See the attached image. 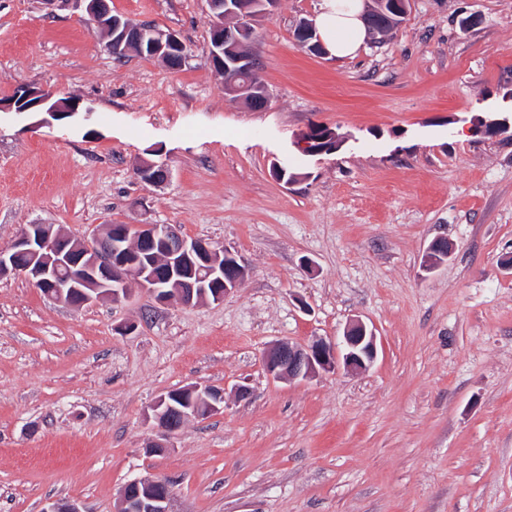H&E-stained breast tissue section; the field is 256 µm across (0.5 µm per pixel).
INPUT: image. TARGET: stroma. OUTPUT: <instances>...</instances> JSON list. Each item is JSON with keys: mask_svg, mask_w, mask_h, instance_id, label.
I'll return each mask as SVG.
<instances>
[{"mask_svg": "<svg viewBox=\"0 0 512 512\" xmlns=\"http://www.w3.org/2000/svg\"><path fill=\"white\" fill-rule=\"evenodd\" d=\"M321 3L279 0L257 25L270 101L250 111L207 62V0H111L181 37L177 71L114 60L79 12L0 0V98L30 83L92 110L49 126L0 112V248L25 224H176L249 269L187 307L135 286L74 309L0 279V512H113L145 475L172 481L175 512H512V128L476 132L512 125V0H411L342 60L293 39ZM314 125L339 146L302 155ZM153 149L160 186L135 174ZM439 237L451 254L430 270ZM354 318L377 336L368 370L268 378V346ZM190 384L223 389V411L146 456L151 405Z\"/></svg>", "mask_w": 512, "mask_h": 512, "instance_id": "obj_1", "label": "stroma"}]
</instances>
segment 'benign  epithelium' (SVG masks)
Here are the masks:
<instances>
[{"instance_id":"7a95c632","label":"benign epithelium","mask_w":512,"mask_h":512,"mask_svg":"<svg viewBox=\"0 0 512 512\" xmlns=\"http://www.w3.org/2000/svg\"><path fill=\"white\" fill-rule=\"evenodd\" d=\"M64 9L81 8L88 21L106 29L109 53L120 56L147 48L173 70L184 65L186 48L179 35L156 24H142L112 14L108 0H44ZM363 20L374 40L381 39L374 24L378 0H365ZM211 21L210 66L224 77V90L235 96L243 91L238 75L253 71L255 58L238 54L236 48L253 41L260 18L272 13L278 0H207ZM299 46L319 56L327 54L315 25L308 19L295 28ZM54 92L21 83L13 95L0 99V112L41 113V125L73 116L78 104L53 100ZM142 182L159 185L168 181L164 164L144 160L135 169ZM429 267L448 258L445 239L433 240L427 249ZM21 275L45 294L67 307L80 308L101 299L117 302L128 296L127 284L139 287L161 304L189 306L202 301L219 303L239 287L247 275L243 260L220 244L189 239L177 224H105L91 235L74 238L51 224H25L18 236L0 249V279ZM376 336L363 321H352L338 342L323 338L309 344L278 342L263 352L265 371L274 380L307 379L320 371H363L376 358ZM224 409V392L192 384L160 395L151 406V417L164 435L179 431L172 419L207 418ZM170 485L152 476L130 480L114 512H174Z\"/></svg>"}]
</instances>
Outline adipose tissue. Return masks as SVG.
I'll use <instances>...</instances> for the list:
<instances>
[{
  "instance_id": "obj_1",
  "label": "adipose tissue",
  "mask_w": 512,
  "mask_h": 512,
  "mask_svg": "<svg viewBox=\"0 0 512 512\" xmlns=\"http://www.w3.org/2000/svg\"><path fill=\"white\" fill-rule=\"evenodd\" d=\"M362 12V0H323L316 26L330 55L345 58L359 51L366 38Z\"/></svg>"
}]
</instances>
